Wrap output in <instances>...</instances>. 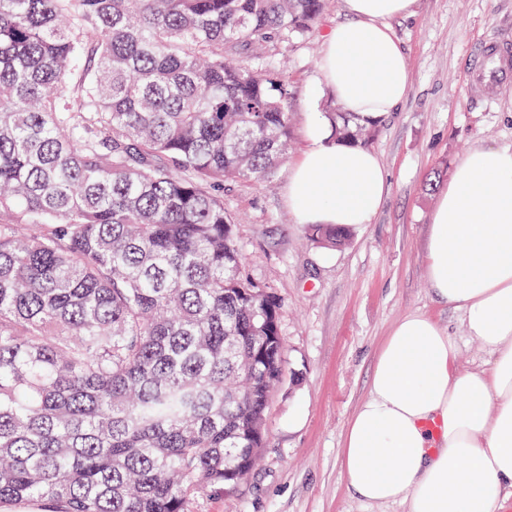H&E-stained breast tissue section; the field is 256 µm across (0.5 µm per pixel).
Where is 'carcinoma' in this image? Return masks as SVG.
Here are the masks:
<instances>
[{
  "mask_svg": "<svg viewBox=\"0 0 512 512\" xmlns=\"http://www.w3.org/2000/svg\"><path fill=\"white\" fill-rule=\"evenodd\" d=\"M323 9L0 0V508L191 512L252 471L283 342L224 184L288 158V84L261 50Z\"/></svg>",
  "mask_w": 512,
  "mask_h": 512,
  "instance_id": "carcinoma-1",
  "label": "carcinoma"
}]
</instances>
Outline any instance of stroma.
<instances>
[{
	"instance_id": "1",
	"label": "stroma",
	"mask_w": 512,
	"mask_h": 512,
	"mask_svg": "<svg viewBox=\"0 0 512 512\" xmlns=\"http://www.w3.org/2000/svg\"><path fill=\"white\" fill-rule=\"evenodd\" d=\"M344 0H327L307 36L274 43L285 61L293 147L269 180L224 188L245 271L279 305L285 375L270 398L259 466L221 494L197 495L193 512H406L369 505L340 465L342 440L368 393L376 353L401 317H432L459 345L457 367H488L466 335L463 313L433 297L425 250L430 213L456 164L477 144L512 146V87L473 94L467 75L475 47L512 32V0H415L410 15L388 20L409 69L405 99L373 126L369 149L389 176L371 223L338 249L320 247L288 209V175L308 145L312 112L334 116L331 91L314 96L326 33L345 20Z\"/></svg>"
}]
</instances>
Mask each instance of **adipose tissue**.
Wrapping results in <instances>:
<instances>
[{
	"mask_svg": "<svg viewBox=\"0 0 512 512\" xmlns=\"http://www.w3.org/2000/svg\"><path fill=\"white\" fill-rule=\"evenodd\" d=\"M415 0H345L348 18L324 37L319 87L373 123L405 96L408 70L386 19ZM314 113L309 143L288 177L301 224L371 223L387 174L371 150L341 144ZM425 277L433 295L464 313L466 333L491 357L457 367L459 346L431 318L398 320L382 344L343 437L341 465L364 502L407 512H501L512 495V147L472 149L430 217Z\"/></svg>",
	"mask_w": 512,
	"mask_h": 512,
	"instance_id": "obj_1",
	"label": "adipose tissue"
}]
</instances>
